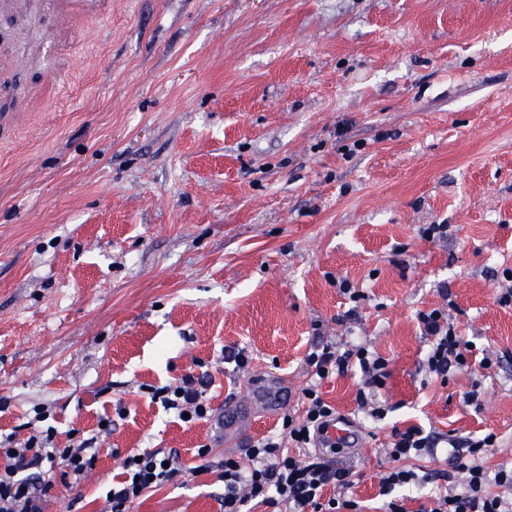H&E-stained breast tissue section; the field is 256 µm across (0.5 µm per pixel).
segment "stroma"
<instances>
[{
  "mask_svg": "<svg viewBox=\"0 0 512 512\" xmlns=\"http://www.w3.org/2000/svg\"><path fill=\"white\" fill-rule=\"evenodd\" d=\"M51 24L35 0L0 9V57ZM65 59L62 92L39 66L0 70V434L26 440L41 409L57 446L99 450L85 476L54 473L46 512H107L131 452L227 456L212 422L140 385L210 373L220 412L272 372L296 413L321 337L388 362L383 420L358 407L359 368L319 386L365 432V512H382L396 429L492 432L486 466L512 465V306L494 300L512 286V0H108ZM443 306L472 346L445 382L415 318ZM230 347L246 369L218 364ZM223 496L203 472L132 512Z\"/></svg>",
  "mask_w": 512,
  "mask_h": 512,
  "instance_id": "1",
  "label": "stroma"
}]
</instances>
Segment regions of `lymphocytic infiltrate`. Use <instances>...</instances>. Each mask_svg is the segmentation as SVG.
Segmentation results:
<instances>
[{
  "label": "lymphocytic infiltrate",
  "instance_id": "1",
  "mask_svg": "<svg viewBox=\"0 0 512 512\" xmlns=\"http://www.w3.org/2000/svg\"><path fill=\"white\" fill-rule=\"evenodd\" d=\"M417 321L428 340L424 360L428 374L445 379L467 369L468 343L449 322L447 310L418 311ZM305 362L316 382L303 391L302 414H284L280 433L253 442L245 458L239 460H211L210 446H199L197 454L204 460L203 471L217 474L224 483V512H244L251 502L272 508L273 512H363L350 494L354 484L351 472L336 467L316 450L320 433L336 415L335 407L322 397L317 384L359 366L365 381L363 390L357 394L358 405L367 416L381 420L386 416V407L376 402L374 391L384 385L388 362L361 344L341 352L327 342L315 345ZM211 382L210 376L189 373L176 384H144L140 390L165 411L195 422L210 419L213 414L206 395ZM288 443L293 446L289 452L284 449ZM442 443L452 450L450 468L433 474L441 486L430 512H512V497L505 494L506 489L512 488V468L502 466L491 472L481 462L489 448L495 447L496 434L460 439L444 433H427L418 426L395 431L386 450L390 467L380 478L379 490L387 498L386 512H407L398 490H409L422 483L417 471L407 467V460L425 451L434 452ZM0 457L5 460L0 466V512H44L54 487L50 478L53 466H61L65 474L80 477L94 469L98 451L87 439L57 447L55 432L49 429L30 436L20 445L14 435H6L0 442ZM121 467V479L109 490L110 512H129L131 505L149 489L188 473L173 450L130 454ZM493 484L500 486V493H490ZM329 488L334 491L330 497L325 494Z\"/></svg>",
  "mask_w": 512,
  "mask_h": 512
}]
</instances>
